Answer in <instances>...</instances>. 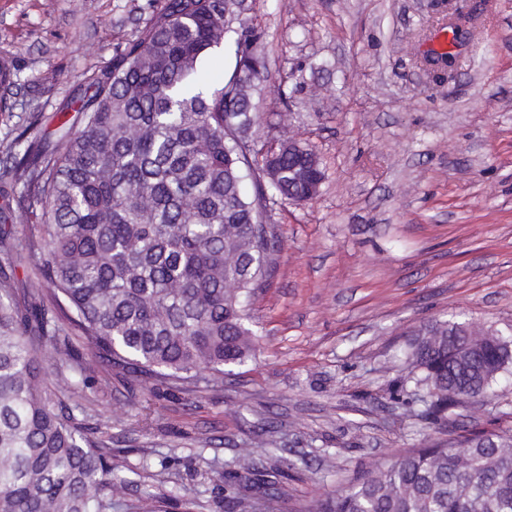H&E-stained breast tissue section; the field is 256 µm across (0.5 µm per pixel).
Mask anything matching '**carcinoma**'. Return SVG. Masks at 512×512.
<instances>
[{"mask_svg":"<svg viewBox=\"0 0 512 512\" xmlns=\"http://www.w3.org/2000/svg\"><path fill=\"white\" fill-rule=\"evenodd\" d=\"M239 14L227 0H163L66 106L75 118L56 140L13 157L37 227L18 244L1 231L0 254L39 275L23 310L0 276V512H112L122 489L112 449L56 400L85 371L73 364L71 330L102 362L213 386L254 351L246 303L278 244L268 205L301 198L313 183L286 143L258 160L249 131L267 60L255 29L233 28ZM231 33L232 72L203 82L205 59ZM47 285L69 326L41 304ZM461 323L432 324L403 351L437 413L448 409V390L465 384L467 396L484 397L512 365V333L479 345L448 335ZM495 441L486 448L481 435H466L398 456L309 512H512V433ZM229 465L239 475L257 469L247 448ZM137 512H167L166 500L145 497Z\"/></svg>","mask_w":512,"mask_h":512,"instance_id":"obj_1","label":"carcinoma"}]
</instances>
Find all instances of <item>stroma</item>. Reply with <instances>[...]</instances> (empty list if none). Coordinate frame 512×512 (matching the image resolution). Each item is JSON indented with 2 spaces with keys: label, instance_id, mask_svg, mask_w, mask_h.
Returning a JSON list of instances; mask_svg holds the SVG:
<instances>
[{
  "label": "stroma",
  "instance_id": "35a3bbf8",
  "mask_svg": "<svg viewBox=\"0 0 512 512\" xmlns=\"http://www.w3.org/2000/svg\"><path fill=\"white\" fill-rule=\"evenodd\" d=\"M163 0H0V191L6 226L31 229L8 173L16 137L110 67ZM269 78L254 98L261 144L312 147L310 201L268 213L280 245L247 312L255 351L213 388L106 364L61 394L112 450L113 512L157 495L168 512H306L393 456L463 433L512 429V368L492 392L433 414L397 355L454 313L512 327V0H248ZM459 26L453 71L426 63ZM93 45L90 55L76 43ZM40 113L32 123V113ZM252 449L259 470L225 461ZM275 457H268V449Z\"/></svg>",
  "mask_w": 512,
  "mask_h": 512
}]
</instances>
